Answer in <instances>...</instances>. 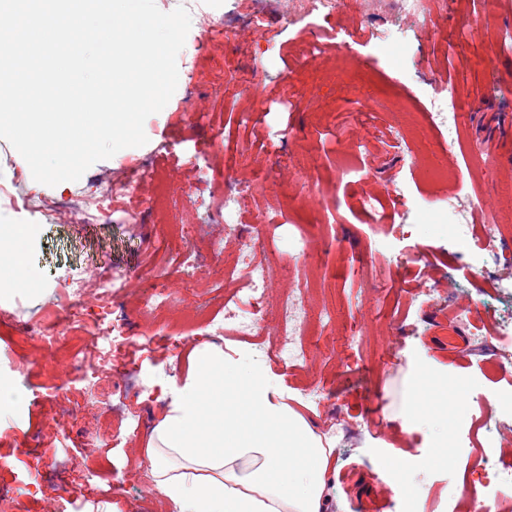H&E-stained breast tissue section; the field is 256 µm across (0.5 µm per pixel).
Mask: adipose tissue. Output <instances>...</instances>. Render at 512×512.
Segmentation results:
<instances>
[{
    "label": "adipose tissue",
    "mask_w": 512,
    "mask_h": 512,
    "mask_svg": "<svg viewBox=\"0 0 512 512\" xmlns=\"http://www.w3.org/2000/svg\"><path fill=\"white\" fill-rule=\"evenodd\" d=\"M32 228L0 219L12 253L0 288L18 286ZM147 455L171 512H329L336 443L269 383L245 376L221 346L194 349Z\"/></svg>",
    "instance_id": "obj_1"
}]
</instances>
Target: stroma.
Here are the masks:
<instances>
[{
    "label": "stroma",
    "instance_id": "stroma-1",
    "mask_svg": "<svg viewBox=\"0 0 512 512\" xmlns=\"http://www.w3.org/2000/svg\"><path fill=\"white\" fill-rule=\"evenodd\" d=\"M395 7V0H365L374 23L359 30L347 13L324 30L314 17L288 25L271 16L269 27L250 34L254 50L241 58L235 80L222 71L234 32L211 44L194 22L177 57V89L145 122L147 144L94 163L62 187L36 182L0 138V171L21 172L22 189L38 196L81 204L131 160L153 172L149 194L168 197L164 217L148 224L117 214L105 223L61 224L0 204V217L35 227L17 273L23 287L0 293V378L22 395L19 407L0 414V445L29 448L0 461V494L17 499L23 512H70L63 499L86 482L93 491L81 512L104 503L112 512H170L153 486L145 448L184 381L188 353L210 343L242 371L275 384L317 433L335 437V512H461L474 494L512 506V484L488 480L492 471L512 468V359L500 357L494 334L499 319L512 315V295L496 288L492 260L458 241L442 211L453 195L472 194L493 209L512 247V158L501 147L512 137V50L499 40L512 31V0H461L438 24L437 53L414 40L422 21L406 24L411 42L400 56L376 37ZM480 13L489 16L490 29L463 33V17ZM315 34L322 55L308 66L296 47ZM197 64L209 67L210 82L193 91L188 75ZM434 80L454 95L463 146L483 156L478 175L467 169L463 146L449 144L421 113L401 109L407 100L424 101ZM181 107L205 113L203 127L173 129ZM219 134L223 149L202 151V140ZM215 167L250 184L242 230L259 237L257 257L274 271L266 330L276 324L280 295L300 283L309 287L316 327L305 338V368L267 356V340L214 338L199 326L177 330L192 315L222 314L235 288L224 280V259L236 240L209 207L206 178ZM309 181L322 195L307 194ZM401 188L410 206L396 204ZM367 194L368 208L361 204ZM381 213L394 216L401 231L383 234L374 222ZM264 217L269 225H261ZM302 237L312 242L303 255L296 247ZM166 238L199 252L201 267L170 279L180 309L148 320L138 308L156 285L154 243ZM101 276L124 283L116 303L151 350L136 352L133 381H97L73 411L69 438L54 441L51 405L33 376L42 359L18 349L13 334L51 306L65 284ZM433 281L438 293L421 302L418 290ZM452 294L479 311L484 329L480 336L463 329L456 355L441 344ZM411 383L423 391L408 412L403 402ZM316 387L330 400L314 401ZM105 394L126 406L113 412V430L125 431L126 411L140 419L138 430L115 446L90 434ZM445 440L452 445L448 461L435 464ZM400 469L407 475L402 482Z\"/></svg>",
    "mask_w": 512,
    "mask_h": 512
}]
</instances>
